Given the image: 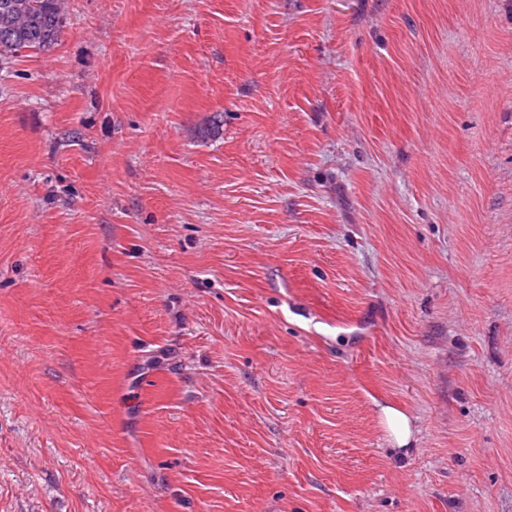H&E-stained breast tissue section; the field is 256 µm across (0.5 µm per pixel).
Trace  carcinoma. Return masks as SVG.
<instances>
[{
	"label": "carcinoma",
	"instance_id": "1",
	"mask_svg": "<svg viewBox=\"0 0 512 512\" xmlns=\"http://www.w3.org/2000/svg\"><path fill=\"white\" fill-rule=\"evenodd\" d=\"M66 25L65 0H0V64L24 49H53Z\"/></svg>",
	"mask_w": 512,
	"mask_h": 512
}]
</instances>
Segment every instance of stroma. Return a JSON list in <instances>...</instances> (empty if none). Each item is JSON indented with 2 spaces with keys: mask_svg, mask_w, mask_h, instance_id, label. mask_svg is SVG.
<instances>
[{
  "mask_svg": "<svg viewBox=\"0 0 512 512\" xmlns=\"http://www.w3.org/2000/svg\"><path fill=\"white\" fill-rule=\"evenodd\" d=\"M65 6L0 66V512H512V0ZM382 422L391 441L399 448L410 445L412 428L408 416L401 410L386 406L382 408Z\"/></svg>",
  "mask_w": 512,
  "mask_h": 512,
  "instance_id": "obj_1",
  "label": "stroma"
}]
</instances>
